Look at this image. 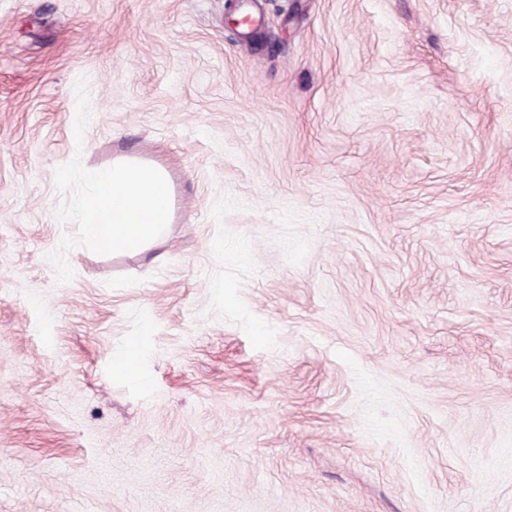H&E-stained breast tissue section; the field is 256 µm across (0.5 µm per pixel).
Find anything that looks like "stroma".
I'll return each instance as SVG.
<instances>
[{"mask_svg": "<svg viewBox=\"0 0 512 512\" xmlns=\"http://www.w3.org/2000/svg\"><path fill=\"white\" fill-rule=\"evenodd\" d=\"M259 5L0 0V512H512V0ZM76 155L174 217L60 284Z\"/></svg>", "mask_w": 512, "mask_h": 512, "instance_id": "obj_1", "label": "stroma"}]
</instances>
